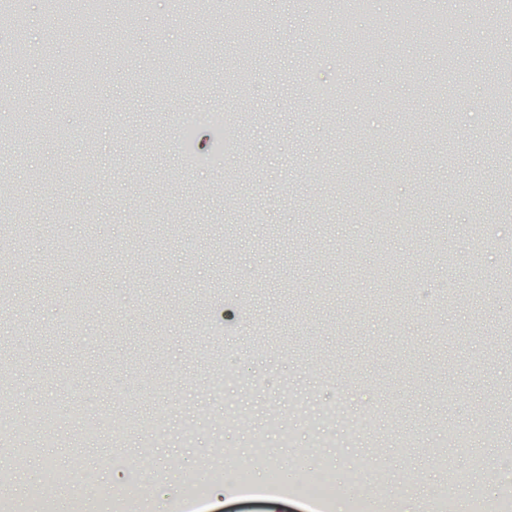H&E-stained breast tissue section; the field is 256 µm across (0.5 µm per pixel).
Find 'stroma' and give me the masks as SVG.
<instances>
[{
    "instance_id": "obj_1",
    "label": "stroma",
    "mask_w": 512,
    "mask_h": 512,
    "mask_svg": "<svg viewBox=\"0 0 512 512\" xmlns=\"http://www.w3.org/2000/svg\"><path fill=\"white\" fill-rule=\"evenodd\" d=\"M462 69L447 71L418 14V39L363 59L332 48L350 34L382 38L397 27L393 0L362 13L351 0L322 12L302 0H261L239 19L262 46L238 56L214 0L193 12L153 0L127 15L100 0L94 44L87 25L66 27L28 0L25 35L0 26V49L24 43L20 71L0 103L25 111L16 88L47 120L30 136L0 128V191H23L24 208L0 220V258L30 270L27 286L0 277V414L25 419L37 405V442L7 491L15 512H69L48 470L78 486L98 475L89 512H171L200 465L270 451L259 472L288 471L297 485L278 499L248 498L231 482L209 483L202 512H308L304 487L336 473L344 512L369 499L404 512L409 488L422 501L451 496L450 474L470 470L473 512H501L512 486L491 465L512 438V361L499 354L512 297L499 294L512 264V224L495 219L512 200V127L479 85L474 37L512 52V30L494 8L481 30L463 0ZM127 32L132 54L115 52ZM100 76L94 105L83 75ZM443 85L463 114L453 139L408 130L433 111L423 80ZM226 102L242 112L244 153L223 133L171 129L172 113ZM123 106L121 121L110 114ZM65 147L95 178L72 185L67 227L53 183L66 179ZM194 161L183 175L177 156ZM100 421L85 440L75 418ZM410 475L404 484L402 475Z\"/></svg>"
}]
</instances>
